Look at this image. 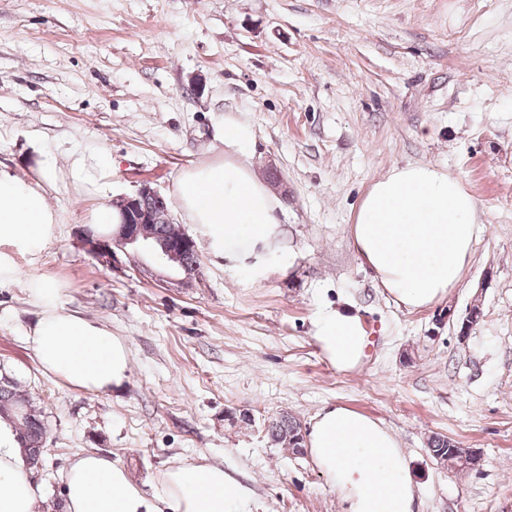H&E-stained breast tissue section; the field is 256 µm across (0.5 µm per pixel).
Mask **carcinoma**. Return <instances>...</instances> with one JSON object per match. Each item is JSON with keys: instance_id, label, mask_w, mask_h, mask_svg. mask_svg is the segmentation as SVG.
Instances as JSON below:
<instances>
[{"instance_id": "carcinoma-1", "label": "carcinoma", "mask_w": 512, "mask_h": 512, "mask_svg": "<svg viewBox=\"0 0 512 512\" xmlns=\"http://www.w3.org/2000/svg\"><path fill=\"white\" fill-rule=\"evenodd\" d=\"M0 419L11 422L19 431L21 447L27 452L31 466L38 467L42 462V439L46 426L41 414L31 405L28 397L17 389L14 380L5 375L0 376ZM301 432L300 423L289 416H281L270 421L267 433L275 445H288L286 434ZM454 444L448 438L436 435L429 441V451L434 458H442L458 464L452 448Z\"/></svg>"}]
</instances>
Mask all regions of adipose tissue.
<instances>
[{
    "label": "adipose tissue",
    "mask_w": 512,
    "mask_h": 512,
    "mask_svg": "<svg viewBox=\"0 0 512 512\" xmlns=\"http://www.w3.org/2000/svg\"><path fill=\"white\" fill-rule=\"evenodd\" d=\"M224 142L230 158L188 169L176 197L215 255L259 267L286 235L276 216L280 203L252 169L249 129L230 124ZM57 171L54 160L44 159L32 183L0 172V242L34 253L52 238L56 215L47 191L56 186ZM477 231L475 199L460 177L436 164H409L372 183L350 234L379 287L398 305L416 310L440 301L461 280ZM29 294L37 320L27 339L46 373L96 392L128 380L124 340L105 324L60 306L47 281L36 280ZM313 337L340 371L359 368L369 345L360 317L344 308L322 312ZM308 446L348 512H414L403 450L372 418L341 406L326 409L311 426ZM60 483L64 512H238L247 495L223 466L191 462L164 471L158 492L149 495L123 465L88 451L72 456ZM43 498L14 427L0 420V512H35Z\"/></svg>",
    "instance_id": "1"
}]
</instances>
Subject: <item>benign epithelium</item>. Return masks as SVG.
Wrapping results in <instances>:
<instances>
[{
    "mask_svg": "<svg viewBox=\"0 0 512 512\" xmlns=\"http://www.w3.org/2000/svg\"><path fill=\"white\" fill-rule=\"evenodd\" d=\"M112 208L118 212L117 222L102 232L82 230V243L89 253L112 268L122 264V255L135 263L147 257L162 268L178 270L180 278L174 280L177 286H192L199 277V265L186 266L183 255L193 245V238L185 234L177 239L160 240L153 234L154 225L173 222L170 203L164 194L143 184L134 193L113 199Z\"/></svg>",
    "mask_w": 512,
    "mask_h": 512,
    "instance_id": "7a95c632",
    "label": "benign epithelium"
}]
</instances>
